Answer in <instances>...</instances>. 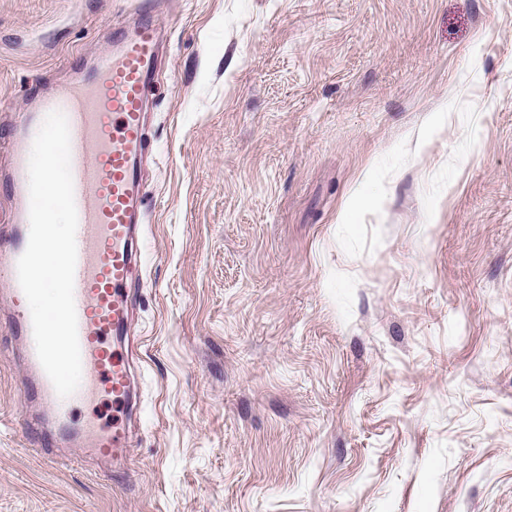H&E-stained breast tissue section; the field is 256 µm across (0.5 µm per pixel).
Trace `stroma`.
Masks as SVG:
<instances>
[{"label":"stroma","mask_w":512,"mask_h":512,"mask_svg":"<svg viewBox=\"0 0 512 512\" xmlns=\"http://www.w3.org/2000/svg\"><path fill=\"white\" fill-rule=\"evenodd\" d=\"M138 0H0V132ZM128 471L27 447L0 512H512V0H165Z\"/></svg>","instance_id":"stroma-1"}]
</instances>
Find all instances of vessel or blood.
Listing matches in <instances>:
<instances>
[{"instance_id": "b4317fda", "label": "vessel or blood", "mask_w": 512, "mask_h": 512, "mask_svg": "<svg viewBox=\"0 0 512 512\" xmlns=\"http://www.w3.org/2000/svg\"><path fill=\"white\" fill-rule=\"evenodd\" d=\"M160 33L154 6H140L135 24L115 28L112 50L95 56L80 84L37 91L34 108L26 110L7 134L14 161L11 170L0 175V188L15 200L16 208L0 231V281L7 283L14 304L12 330L29 343L22 351L31 377L25 396L47 409L45 418L27 423V440L49 462L55 461L63 442L80 448L93 443L95 458L107 463L121 462L129 453L122 418L109 424L80 422L74 408L96 397L111 398L121 407L128 398L129 364L112 342L126 335L135 299L133 244L144 218L145 115ZM53 111L62 112L69 125L78 214L74 298L82 376L77 391L67 398L57 394L32 345L31 312L17 275V262L29 239L28 145Z\"/></svg>"}]
</instances>
